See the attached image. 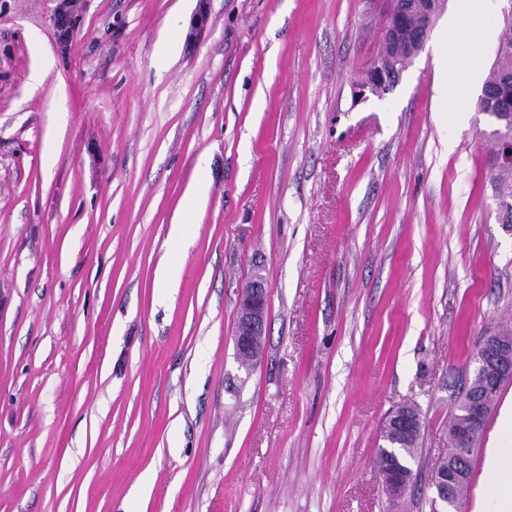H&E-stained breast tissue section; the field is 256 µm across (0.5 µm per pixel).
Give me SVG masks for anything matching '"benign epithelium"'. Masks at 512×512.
<instances>
[{
    "label": "benign epithelium",
    "mask_w": 512,
    "mask_h": 512,
    "mask_svg": "<svg viewBox=\"0 0 512 512\" xmlns=\"http://www.w3.org/2000/svg\"><path fill=\"white\" fill-rule=\"evenodd\" d=\"M443 0H428V9L419 12L415 9L399 8V15L386 22L383 30V40L391 45L400 44L403 36L405 19L413 20L414 26L420 32L418 47H423L432 27L435 15L440 11ZM402 68L391 58L383 60L367 76V84L376 89H386L396 83ZM494 139L497 148L498 161L508 164L512 162V132L503 124L495 129ZM268 287L261 278L254 279L243 287L238 298L236 328L234 335L235 357L256 363L265 335L267 315ZM478 370L486 374L484 392L470 398V424L466 428L456 430L458 448L456 456L464 461L469 458L476 437L484 425V414L490 399L496 393L500 380L508 374L512 375V344L499 339L488 337L480 347L476 357ZM467 477V472L459 465H450L448 470L431 476V486L434 488L436 500L444 506L455 507V512H462L459 500L454 496L457 485Z\"/></svg>",
    "instance_id": "1"
}]
</instances>
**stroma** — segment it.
Segmentation results:
<instances>
[{"mask_svg": "<svg viewBox=\"0 0 512 512\" xmlns=\"http://www.w3.org/2000/svg\"><path fill=\"white\" fill-rule=\"evenodd\" d=\"M474 2L379 97L365 0H79L66 43L61 0H0V512H394L388 412L419 409L428 472L512 324L493 124L436 83L447 53L495 61L512 0ZM268 287L262 278L244 286L238 298L234 335L235 357L255 364L262 350L267 315Z\"/></svg>", "mask_w": 512, "mask_h": 512, "instance_id": "obj_1", "label": "stroma"}]
</instances>
